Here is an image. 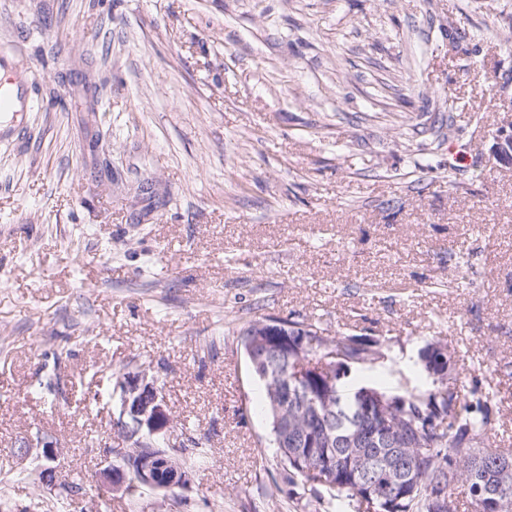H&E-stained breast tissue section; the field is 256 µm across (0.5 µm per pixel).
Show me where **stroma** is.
Returning a JSON list of instances; mask_svg holds the SVG:
<instances>
[{"label": "stroma", "instance_id": "35a3bbf8", "mask_svg": "<svg viewBox=\"0 0 512 512\" xmlns=\"http://www.w3.org/2000/svg\"><path fill=\"white\" fill-rule=\"evenodd\" d=\"M26 111L0 114V495L58 512H325L284 484L240 330L389 338L388 389L447 342L512 449V0H0ZM165 384L207 448L176 501L104 494L110 373ZM36 450V459L41 463L39 466V480L50 490H59L62 484L58 483L57 473L62 470L64 463L63 448H57L52 441L37 436L36 439L24 438L19 443L18 448H14V453L21 458H28Z\"/></svg>", "mask_w": 512, "mask_h": 512}]
</instances>
